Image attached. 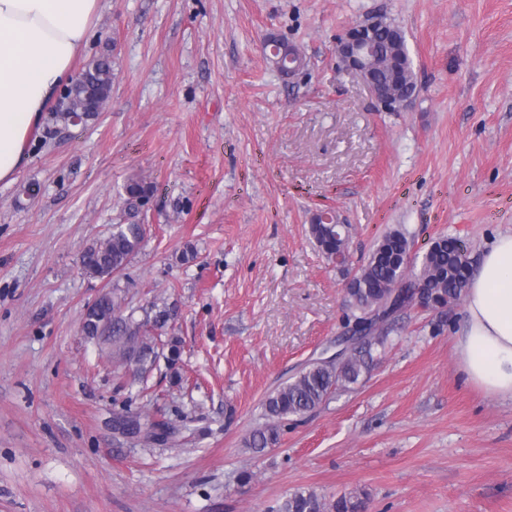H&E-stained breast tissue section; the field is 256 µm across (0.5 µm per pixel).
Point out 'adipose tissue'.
I'll use <instances>...</instances> for the list:
<instances>
[{"instance_id": "obj_1", "label": "adipose tissue", "mask_w": 512, "mask_h": 512, "mask_svg": "<svg viewBox=\"0 0 512 512\" xmlns=\"http://www.w3.org/2000/svg\"><path fill=\"white\" fill-rule=\"evenodd\" d=\"M99 0H0V183L14 179L26 142L83 52ZM460 372L512 400V233L495 236L465 298Z\"/></svg>"}]
</instances>
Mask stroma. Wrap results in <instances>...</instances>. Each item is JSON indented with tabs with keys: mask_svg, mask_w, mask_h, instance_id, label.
<instances>
[{
	"mask_svg": "<svg viewBox=\"0 0 512 512\" xmlns=\"http://www.w3.org/2000/svg\"><path fill=\"white\" fill-rule=\"evenodd\" d=\"M376 13L406 37L404 112L338 66L339 33ZM272 34L304 56L295 76ZM105 52L104 112H46L0 183V512H273L303 489L362 512H512V402L459 373L460 304L397 313L358 384L245 445L265 397L335 349L348 273L385 232L416 257L460 239L474 263L512 232V0H99L75 69ZM133 179L154 190L131 217ZM322 208L349 226L348 270L309 234ZM132 220L140 252L87 276L82 252ZM115 288L136 319L169 310L148 331L180 340L177 365L137 376L81 334ZM127 405L172 434L116 433Z\"/></svg>",
	"mask_w": 512,
	"mask_h": 512,
	"instance_id": "1",
	"label": "stroma"
}]
</instances>
